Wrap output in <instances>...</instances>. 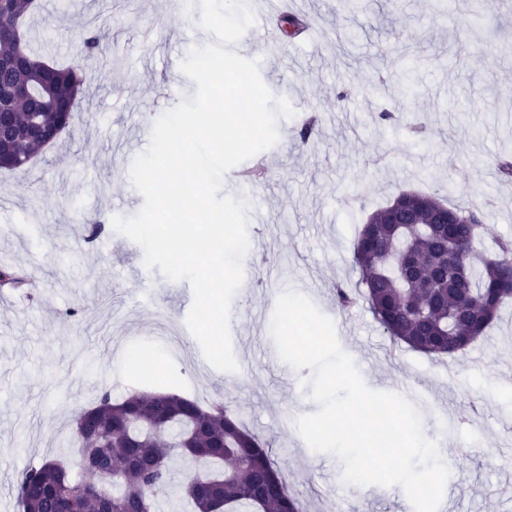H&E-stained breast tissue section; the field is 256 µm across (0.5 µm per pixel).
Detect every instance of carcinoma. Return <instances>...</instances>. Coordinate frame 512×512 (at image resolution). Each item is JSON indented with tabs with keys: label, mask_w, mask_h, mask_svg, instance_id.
<instances>
[{
	"label": "carcinoma",
	"mask_w": 512,
	"mask_h": 512,
	"mask_svg": "<svg viewBox=\"0 0 512 512\" xmlns=\"http://www.w3.org/2000/svg\"><path fill=\"white\" fill-rule=\"evenodd\" d=\"M33 10V0L0 3V58L24 62L0 70V113L14 125L0 133V169L8 171L27 169L57 142L87 82L82 65L51 64L19 34ZM102 50L99 32L87 30L82 54ZM441 209L457 219L446 236L435 217ZM481 229L432 195L398 194L363 224L354 263L365 291L337 286L339 307L361 297L394 342L430 356L465 353L512 303V240H499L492 258L479 248ZM78 419L79 476L54 459L22 472L20 512H157L158 499L173 493L175 451L198 464L179 488L193 512H300L267 443L221 401L203 407L177 392L135 389L114 401L105 392Z\"/></svg>",
	"instance_id": "carcinoma-1"
}]
</instances>
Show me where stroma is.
Listing matches in <instances>:
<instances>
[{
	"mask_svg": "<svg viewBox=\"0 0 512 512\" xmlns=\"http://www.w3.org/2000/svg\"><path fill=\"white\" fill-rule=\"evenodd\" d=\"M297 12L325 39L238 42L295 115L260 154L247 281L230 308L239 369L228 373L206 361L186 326L190 283L147 269L141 247L112 225L143 206L129 177L140 125L182 101L167 86L188 51L215 35H202L199 13H172L168 0H38L34 47L51 62H83L89 81L57 143L27 171L0 170V263L25 269L32 283L22 313L0 292V512H19L17 480L43 460L77 471V414L103 392L119 399L133 389L231 406L268 442L305 512H413L401 487L345 484L336 456L305 452L295 421L318 409L310 372L267 354L287 290L333 321L369 388L413 402L448 458L455 512H512V305L465 354L441 358L393 343L366 305L336 306L337 286H359V230L400 192L478 205L485 242L512 239V180L497 173L498 160L512 158V54L503 50L512 0H456L447 15L433 0H361L355 10L300 0ZM90 24L109 38L85 62ZM146 27L155 31L149 42ZM384 111L393 120H381ZM408 118L424 123V141L408 138ZM154 341L159 368L145 379L135 363Z\"/></svg>",
	"mask_w": 512,
	"mask_h": 512,
	"instance_id": "35a3bbf8",
	"label": "stroma"
}]
</instances>
